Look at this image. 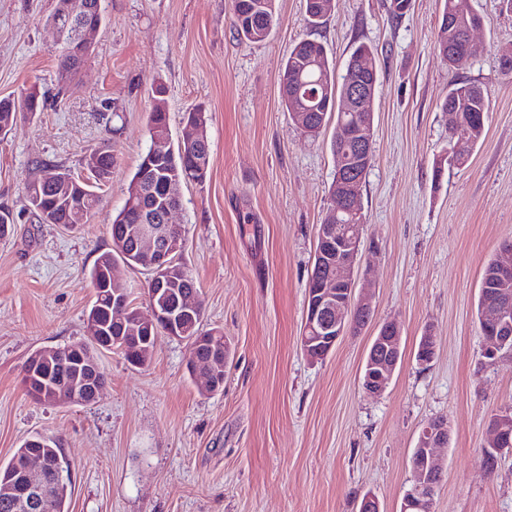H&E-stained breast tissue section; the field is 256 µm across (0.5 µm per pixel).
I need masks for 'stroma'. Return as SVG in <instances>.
Wrapping results in <instances>:
<instances>
[{"label":"stroma","mask_w":512,"mask_h":512,"mask_svg":"<svg viewBox=\"0 0 512 512\" xmlns=\"http://www.w3.org/2000/svg\"><path fill=\"white\" fill-rule=\"evenodd\" d=\"M333 0L319 27L304 0H276L277 24L258 45L232 27L231 0H101L103 25L74 86L62 90L48 18L56 0H0V98L37 86L42 111L0 133V465L30 436L60 438L72 466L71 512H359L374 495L400 512L424 423L446 418L443 481L434 512H512V454L487 472L491 415L512 406V354L483 357L481 275L512 240V11L468 0L481 26L473 53L448 64L436 49L440 0ZM321 43L336 70L371 47L380 73L375 163L360 187L365 218L357 288L371 321L323 360L300 349L316 231L332 201L329 137L291 121L279 79L292 46ZM490 99L466 165L450 164L451 83ZM172 132L206 112L211 169L183 184L172 216L185 228L182 261L200 284L204 329L231 344L222 390L205 394L187 371L188 344L159 336L144 365L100 356L106 383L89 405L49 406L25 393L27 357L84 340L90 271L110 249L108 225L149 145L156 85ZM106 144L112 176L102 205L69 231L39 223L25 188L39 170L84 178L87 149ZM401 324L404 349L387 390L367 395L363 364L378 324ZM433 362L417 364L424 331Z\"/></svg>","instance_id":"stroma-1"}]
</instances>
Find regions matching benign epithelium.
<instances>
[{"label":"benign epithelium","mask_w":512,"mask_h":512,"mask_svg":"<svg viewBox=\"0 0 512 512\" xmlns=\"http://www.w3.org/2000/svg\"><path fill=\"white\" fill-rule=\"evenodd\" d=\"M62 18L50 22L59 48L78 45L85 54H90L93 39L99 31L101 18H88L87 4L84 0H66ZM375 90L369 81L350 87L349 101L345 110H351L350 101L363 100ZM372 112L360 115L354 124L341 128L342 139H352L368 158L373 135ZM345 171L343 161L336 163V195L330 213H354L357 204L352 202L350 192L355 183L342 178ZM175 208L165 207L162 214L152 217L141 215L138 223L131 226L134 239L133 253L136 262L148 270L159 274L171 271V258L181 247V238L174 235L171 216ZM363 231L358 225L341 226L339 224H320L317 229V241L320 248L314 254L318 273L311 279L307 296L304 333L300 345L304 355L312 361L328 356L338 341L349 334L362 329L360 315L373 311L368 294L356 293L354 268L362 252ZM497 278L501 293L492 301L486 302L481 309V321L486 330L488 347L484 355L494 358L505 344L512 339V245L503 247L497 258ZM127 298L112 295L114 318L112 327L97 324L96 329L103 344L126 347L132 345L138 354L150 350L156 337L152 328L159 323L167 325V333L173 338L179 337L183 322L198 311V297L192 293H181L175 306L160 309L150 304L151 317L138 316L145 331L126 328L125 312ZM402 348V331L398 320L391 318L378 326L372 345L365 359L362 387L370 395H380L389 386L399 364ZM229 346L224 351L211 356L213 369L203 374L201 382L209 392L215 391L214 380L224 372L229 359ZM68 360L70 370L59 375L55 372L61 359ZM38 363L41 377L52 379L51 387L41 386L40 395L46 397L50 391L63 392L74 400L91 393L98 397V391L92 385L100 372L98 361L81 352L76 347L52 348L40 351ZM488 435L484 448L504 446L509 441L507 417L499 416L487 426ZM449 426L444 418L427 422L422 430L419 443L411 456V470L414 485L407 491L402 512H433L434 491L428 488L427 477L441 471L435 459L438 448L448 447ZM19 479L11 490L12 507L21 512H37L43 508L46 486L55 478L63 477V472L53 463L36 453H28L15 461Z\"/></svg>","instance_id":"obj_1"}]
</instances>
